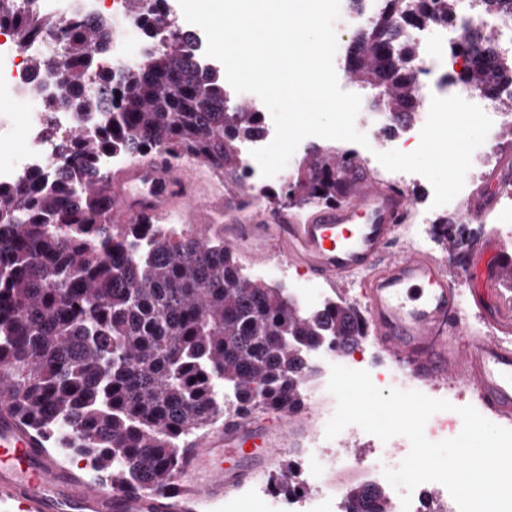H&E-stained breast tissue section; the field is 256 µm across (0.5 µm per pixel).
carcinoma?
Listing matches in <instances>:
<instances>
[{
  "mask_svg": "<svg viewBox=\"0 0 512 512\" xmlns=\"http://www.w3.org/2000/svg\"><path fill=\"white\" fill-rule=\"evenodd\" d=\"M144 36L165 40L143 65L118 75L97 72L107 38L94 19L47 23L0 0V28L23 42L54 38L64 60L33 55L29 69L56 80L54 105L75 115L62 136L53 117L45 132L60 158L52 171L0 186V380L22 418L54 448L87 457L129 486L163 490L187 437L234 412L295 410L309 354L348 349L367 335L364 313L339 299L304 313L285 290L245 278L218 227L207 235L164 224H112L108 156L157 152L197 159L224 177L225 201L243 205L239 144L264 134L261 113L230 108L218 72L202 74L195 35L176 27L162 0H133ZM489 17L506 16L512 0H477ZM457 0H382L378 16L353 33L345 70L375 91L395 123L416 118L422 98L410 63L420 47L410 28L450 19ZM491 37L469 29L451 46L468 61L457 80L477 89L512 85V61L488 62ZM100 117L83 126L90 114ZM313 155L287 189L266 195L336 201V158ZM443 240L464 251L469 239L444 220ZM274 492L301 491L294 467L271 479ZM350 498L362 512H391L386 492L358 484Z\"/></svg>",
  "mask_w": 512,
  "mask_h": 512,
  "instance_id": "carcinoma-1",
  "label": "carcinoma"
}]
</instances>
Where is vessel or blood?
<instances>
[{"mask_svg": "<svg viewBox=\"0 0 512 512\" xmlns=\"http://www.w3.org/2000/svg\"><path fill=\"white\" fill-rule=\"evenodd\" d=\"M344 199L311 210L304 222L283 209L225 215L224 244L257 261L279 256L311 277L342 284L360 276L370 332L380 349L427 387L453 381L471 389L499 420L512 422V345L495 337L464 335L460 294L445 263L412 247L396 248V230L413 207L409 193L344 165ZM512 193V165L501 163L462 206L477 219ZM178 212L210 224L215 206L202 201L164 156L115 171L109 215L116 224L149 222ZM501 247L486 240L466 270L471 301L488 324L512 333V309L498 297ZM303 412L276 411L225 419L185 443L165 490L128 487L76 476L0 396V504L22 512H188L190 506L250 483L288 450Z\"/></svg>", "mask_w": 512, "mask_h": 512, "instance_id": "1", "label": "vessel or blood"}]
</instances>
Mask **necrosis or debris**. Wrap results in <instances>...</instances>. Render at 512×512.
Wrapping results in <instances>:
<instances>
[{
	"label": "necrosis or debris",
	"instance_id": "necrosis-or-debris-1",
	"mask_svg": "<svg viewBox=\"0 0 512 512\" xmlns=\"http://www.w3.org/2000/svg\"><path fill=\"white\" fill-rule=\"evenodd\" d=\"M15 5L18 10L55 21L73 17L105 20L109 26L110 42L99 62L100 71L121 72L136 66L144 56L140 27L127 11L125 0H15ZM433 30L434 37L426 39L415 62L423 108L418 118L404 129L409 140L424 138L438 119L446 117L449 109L465 106L479 109L483 106L484 97L478 90L459 82L448 84L442 80L448 65V37L457 34L456 23L439 22L434 24ZM60 49V44L52 39L22 44L10 29H0V100L23 101L29 125L26 149L17 160L0 164L2 185L50 170L58 162L54 148L42 136L43 122L55 92L51 89L34 92L35 79L22 60L35 51L56 57ZM311 362L321 369L318 389L322 392L327 389L331 365L339 362L352 370L368 371L374 384H394L405 391L413 387L411 379L396 369L370 365L366 359L365 344L361 341L345 352L330 350L314 354ZM306 466L316 481L313 492L298 493L285 500L271 492L263 493L257 504L258 512H336L335 493L322 482L321 477L326 470L343 469V461L334 456L316 454L308 458Z\"/></svg>",
	"mask_w": 512,
	"mask_h": 512
}]
</instances>
